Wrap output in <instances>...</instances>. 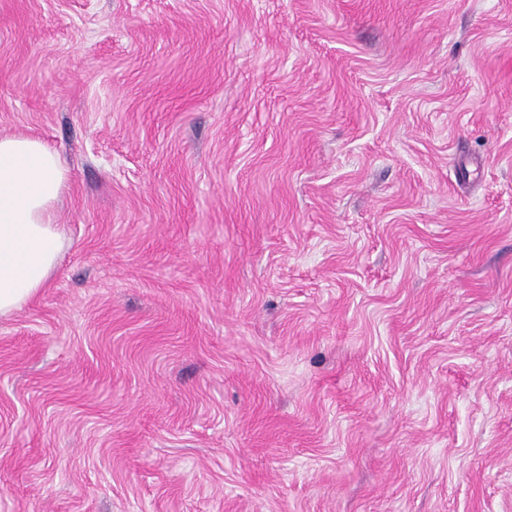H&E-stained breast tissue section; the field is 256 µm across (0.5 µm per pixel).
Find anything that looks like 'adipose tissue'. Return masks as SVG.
Here are the masks:
<instances>
[{
    "instance_id": "1",
    "label": "adipose tissue",
    "mask_w": 512,
    "mask_h": 512,
    "mask_svg": "<svg viewBox=\"0 0 512 512\" xmlns=\"http://www.w3.org/2000/svg\"><path fill=\"white\" fill-rule=\"evenodd\" d=\"M67 173L40 139L0 137V315L30 300L57 264L55 205Z\"/></svg>"
}]
</instances>
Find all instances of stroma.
Segmentation results:
<instances>
[{"mask_svg": "<svg viewBox=\"0 0 512 512\" xmlns=\"http://www.w3.org/2000/svg\"><path fill=\"white\" fill-rule=\"evenodd\" d=\"M12 134L0 512H512V0H0ZM67 173L40 139L0 137V315L30 300L57 264L55 204Z\"/></svg>", "mask_w": 512, "mask_h": 512, "instance_id": "35a3bbf8", "label": "stroma"}]
</instances>
